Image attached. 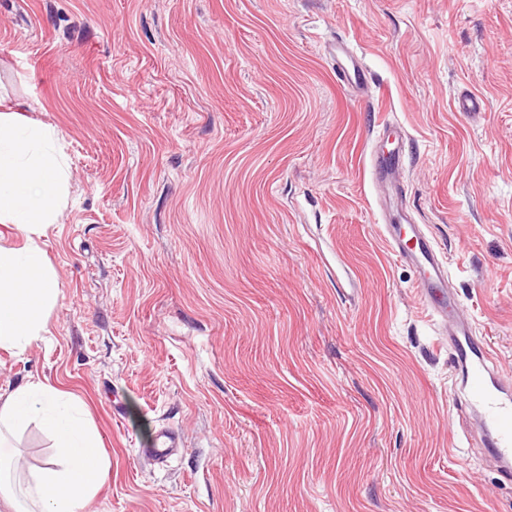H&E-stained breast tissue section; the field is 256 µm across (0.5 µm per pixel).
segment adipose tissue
Masks as SVG:
<instances>
[{
  "label": "adipose tissue",
  "instance_id": "adipose-tissue-1",
  "mask_svg": "<svg viewBox=\"0 0 512 512\" xmlns=\"http://www.w3.org/2000/svg\"><path fill=\"white\" fill-rule=\"evenodd\" d=\"M32 420L53 437L55 452L21 484L13 478L19 465L5 434ZM107 465L98 435L68 409L64 392L35 381L0 400V507L14 506L22 497L24 512H84Z\"/></svg>",
  "mask_w": 512,
  "mask_h": 512
}]
</instances>
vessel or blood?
<instances>
[{"label": "vessel or blood", "mask_w": 512, "mask_h": 512, "mask_svg": "<svg viewBox=\"0 0 512 512\" xmlns=\"http://www.w3.org/2000/svg\"><path fill=\"white\" fill-rule=\"evenodd\" d=\"M338 84L363 87L365 69L358 57L350 54L344 40L336 42ZM404 150L385 151L378 144L369 148L372 186L383 216L382 229L392 254L417 274L416 292L431 317L448 325V344L453 365L464 372L467 404L479 422L499 464L501 474L512 473V387L506 386L490 365L491 353L472 335L469 322L459 314V298L448 287V269L434 243L416 224L389 221L388 213L399 211L396 176L404 167ZM179 446L177 435L159 428L149 447L140 449V457L166 461Z\"/></svg>", "instance_id": "1"}]
</instances>
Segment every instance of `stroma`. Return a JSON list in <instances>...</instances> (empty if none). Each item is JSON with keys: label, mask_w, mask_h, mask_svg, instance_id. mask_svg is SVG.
I'll return each instance as SVG.
<instances>
[{"label": "stroma", "mask_w": 512, "mask_h": 512, "mask_svg": "<svg viewBox=\"0 0 512 512\" xmlns=\"http://www.w3.org/2000/svg\"><path fill=\"white\" fill-rule=\"evenodd\" d=\"M0 113L69 166L58 299L0 394L83 402L109 459L85 512H512L368 172L389 120L405 213L512 382V0H0ZM163 426L182 448L139 458ZM9 442L52 451L35 422ZM336 59L339 61L336 70L338 84L351 87L367 85L366 73L361 61L347 51L342 38L336 39Z\"/></svg>", "instance_id": "35a3bbf8"}]
</instances>
